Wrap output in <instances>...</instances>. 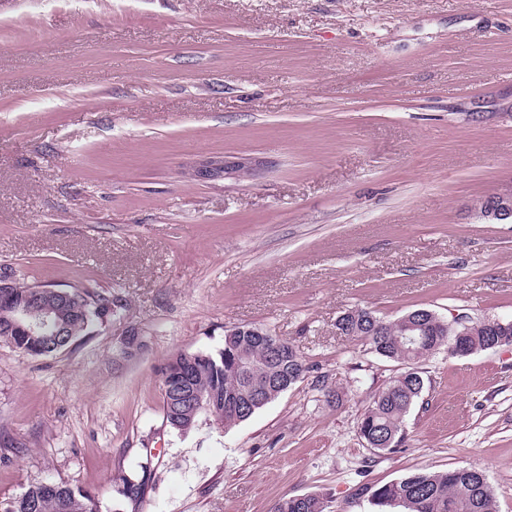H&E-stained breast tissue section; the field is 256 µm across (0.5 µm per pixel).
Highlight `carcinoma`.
<instances>
[{
	"mask_svg": "<svg viewBox=\"0 0 512 512\" xmlns=\"http://www.w3.org/2000/svg\"><path fill=\"white\" fill-rule=\"evenodd\" d=\"M31 299L40 301L43 308L52 310L65 325V334L46 346L39 336H28L22 331L9 334L0 332V341L15 346L28 355H44L69 347L78 337L84 335L93 321L110 309V300L86 289L55 288L36 282L29 283L23 278L13 280V287L0 294V313L23 306ZM358 318L353 336L363 340L378 355L407 365L406 370L391 379L376 394L363 413L358 424L359 434L367 445L377 452H391L398 446L404 433L405 418L412 406L421 397L425 383L413 364L429 356L440 347H447L453 354L459 348L482 350L491 336L498 334L512 341V325L507 332L495 333L483 324L470 327L465 336H448L434 331L426 336H408L404 332L401 318L375 321L364 318L367 311L357 309ZM245 352L248 374L243 376L234 366L237 353ZM171 377L179 371L189 374L198 392L208 395L244 396L248 389L259 381L267 385L268 380L277 379L287 386L303 378L306 366L287 341L277 351L255 336L235 333L224 336V350L207 356L191 365L185 364L184 357L171 358L165 365ZM165 398V417L168 425L187 432L196 426L199 415L179 405L170 408V394L162 391ZM214 422L231 428L253 415H224L218 406L209 411ZM474 468H454L446 472L418 471L400 480L377 486L371 497L378 506H396L404 512H497L496 500L487 480L477 477ZM145 479L121 473L115 480V492L125 502L138 504L143 496ZM327 505L316 495L306 499L290 497L280 501L275 512H326ZM4 512H102L101 502L91 492L74 487L63 481H48L28 488L14 498Z\"/></svg>",
	"mask_w": 512,
	"mask_h": 512,
	"instance_id": "obj_1",
	"label": "carcinoma"
}]
</instances>
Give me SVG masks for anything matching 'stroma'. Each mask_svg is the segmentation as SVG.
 <instances>
[{
  "mask_svg": "<svg viewBox=\"0 0 512 512\" xmlns=\"http://www.w3.org/2000/svg\"><path fill=\"white\" fill-rule=\"evenodd\" d=\"M249 155L243 179H195ZM512 0H0V268L112 308L68 349L0 342V503L65 481L123 512H274L314 494L482 470L512 512V347L439 349L404 440L358 433L403 364L340 335L391 319H512ZM252 326L307 370L247 421L166 422L160 369ZM339 391L340 400L329 399ZM258 163L250 158L222 157L210 158L194 170L195 176L199 178H218L224 175H240L255 172ZM488 200V202H487ZM484 218L512 222V184L484 198L477 206ZM145 470L141 478L121 473L115 480V492L125 502L137 505L143 496Z\"/></svg>",
  "mask_w": 512,
  "mask_h": 512,
  "instance_id": "35a3bbf8",
  "label": "stroma"
}]
</instances>
